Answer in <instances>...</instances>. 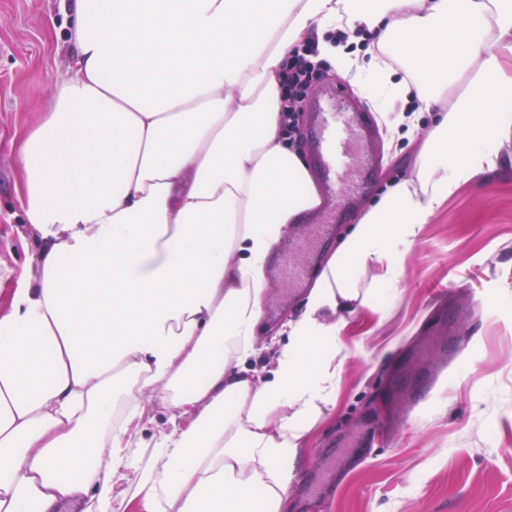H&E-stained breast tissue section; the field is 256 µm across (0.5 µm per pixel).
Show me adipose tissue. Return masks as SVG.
Segmentation results:
<instances>
[{
	"label": "adipose tissue",
	"instance_id": "1",
	"mask_svg": "<svg viewBox=\"0 0 512 512\" xmlns=\"http://www.w3.org/2000/svg\"><path fill=\"white\" fill-rule=\"evenodd\" d=\"M71 76L18 138L35 251L0 300V512H287L335 404L339 336L442 204L512 166V0H64ZM360 28L359 53L321 39ZM321 58L417 168L323 265L267 379L274 246L325 197L283 134L289 56ZM417 113L392 112L390 98ZM169 430L139 434L156 407ZM128 482L132 494L115 488Z\"/></svg>",
	"mask_w": 512,
	"mask_h": 512
}]
</instances>
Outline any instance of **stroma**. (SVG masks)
Here are the masks:
<instances>
[{
    "instance_id": "35a3bbf8",
    "label": "stroma",
    "mask_w": 512,
    "mask_h": 512,
    "mask_svg": "<svg viewBox=\"0 0 512 512\" xmlns=\"http://www.w3.org/2000/svg\"><path fill=\"white\" fill-rule=\"evenodd\" d=\"M60 0H0V286L29 256L18 231L26 220L15 195L18 130L33 123L52 88L69 74L71 46ZM420 140L386 150L375 139L371 181L340 189L341 220L321 250L327 259L389 184L414 169ZM461 336L457 365L436 390L414 364L419 339ZM336 406L311 432L288 512H512V169L462 186L425 225L394 283L374 309L350 318L340 335ZM428 402L406 423L392 399L415 391ZM361 420L378 434L347 460L333 492L300 487L337 455L343 432Z\"/></svg>"
}]
</instances>
